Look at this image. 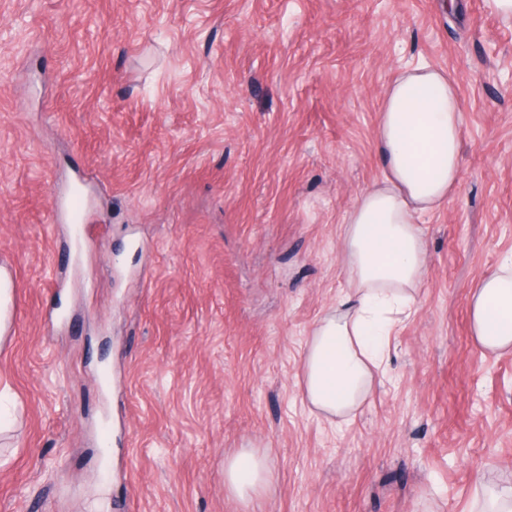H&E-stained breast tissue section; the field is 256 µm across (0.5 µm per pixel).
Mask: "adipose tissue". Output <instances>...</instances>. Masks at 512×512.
<instances>
[{"mask_svg": "<svg viewBox=\"0 0 512 512\" xmlns=\"http://www.w3.org/2000/svg\"><path fill=\"white\" fill-rule=\"evenodd\" d=\"M380 177L342 218L348 292L313 325L301 359L304 401L328 418L353 417L385 373L390 338L416 314L428 265L421 217L442 208L459 182L458 81L426 63L397 70L374 127ZM470 329L485 351H512V257L469 289ZM272 480L265 455L224 461L229 496L250 505Z\"/></svg>", "mask_w": 512, "mask_h": 512, "instance_id": "ef3b65f1", "label": "adipose tissue"}]
</instances>
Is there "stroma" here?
<instances>
[{
	"label": "stroma",
	"mask_w": 512,
	"mask_h": 512,
	"mask_svg": "<svg viewBox=\"0 0 512 512\" xmlns=\"http://www.w3.org/2000/svg\"><path fill=\"white\" fill-rule=\"evenodd\" d=\"M459 80V187L387 376L350 421L301 352L347 287L386 84ZM80 187L88 237L52 219ZM512 256V20L482 0H0V512H480L512 483V353L471 283ZM272 480V471L265 455L241 450L224 460V487L229 496L252 505Z\"/></svg>",
	"instance_id": "stroma-1"
}]
</instances>
